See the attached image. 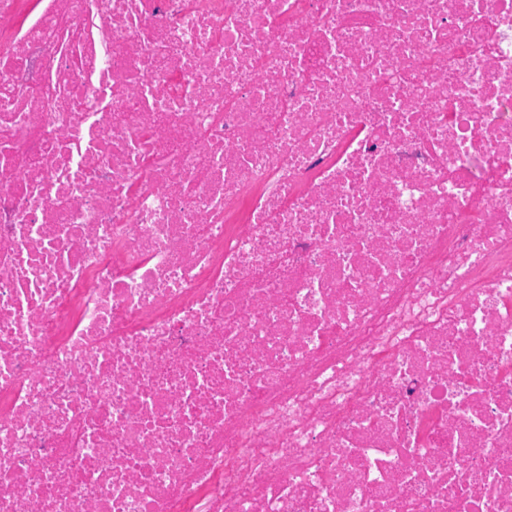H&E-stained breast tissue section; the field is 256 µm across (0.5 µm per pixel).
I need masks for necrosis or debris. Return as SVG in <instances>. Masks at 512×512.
Wrapping results in <instances>:
<instances>
[{"label":"necrosis or debris","mask_w":512,"mask_h":512,"mask_svg":"<svg viewBox=\"0 0 512 512\" xmlns=\"http://www.w3.org/2000/svg\"><path fill=\"white\" fill-rule=\"evenodd\" d=\"M0 512H512V0H0Z\"/></svg>","instance_id":"necrosis-or-debris-1"}]
</instances>
